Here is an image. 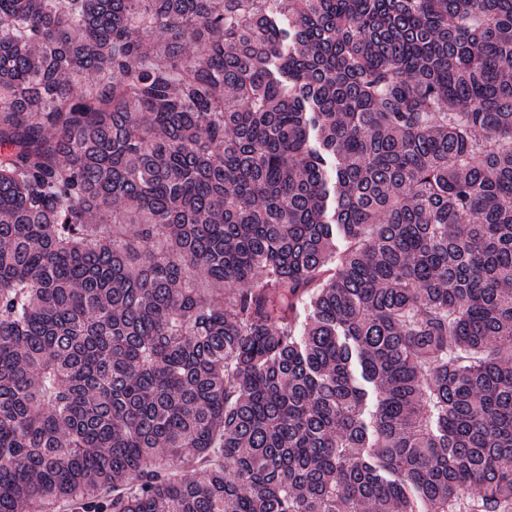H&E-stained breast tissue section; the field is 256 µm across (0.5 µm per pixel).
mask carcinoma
<instances>
[{"mask_svg":"<svg viewBox=\"0 0 512 512\" xmlns=\"http://www.w3.org/2000/svg\"><path fill=\"white\" fill-rule=\"evenodd\" d=\"M61 501L512 512V0H0V512Z\"/></svg>","mask_w":512,"mask_h":512,"instance_id":"obj_1","label":"carcinoma"}]
</instances>
